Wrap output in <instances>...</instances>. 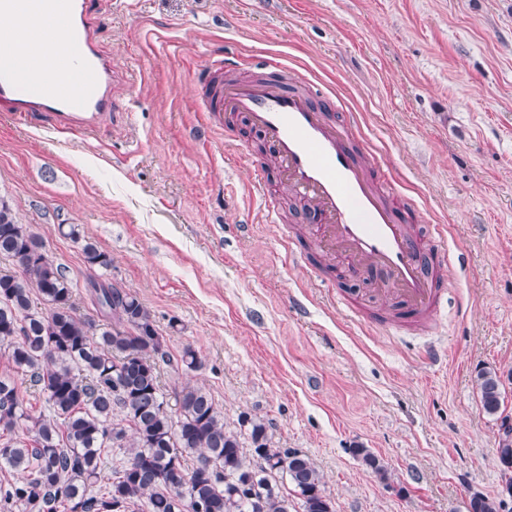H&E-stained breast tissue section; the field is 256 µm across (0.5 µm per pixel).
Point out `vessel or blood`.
Wrapping results in <instances>:
<instances>
[{
    "label": "vessel or blood",
    "mask_w": 512,
    "mask_h": 512,
    "mask_svg": "<svg viewBox=\"0 0 512 512\" xmlns=\"http://www.w3.org/2000/svg\"><path fill=\"white\" fill-rule=\"evenodd\" d=\"M91 0H0V15L15 19L13 53L0 57V112L17 119L38 116L57 129L92 135L113 105L121 73L94 37ZM37 5L43 22L62 29L53 43L19 18ZM207 127L220 130L225 114L243 116L268 148L269 163L252 168L251 184L266 198L268 170L308 204L323 250L342 256L351 273L373 272L381 295L430 324L441 312L442 268L461 261L448 249L447 227L433 224L421 239L409 221L413 205L395 184L374 176L373 153L354 147L350 123L332 121L331 98L317 105L290 85L280 64L255 79L230 74L223 59L210 61L198 83Z\"/></svg>",
    "instance_id": "b4317fda"
}]
</instances>
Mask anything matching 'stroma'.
Wrapping results in <instances>:
<instances>
[{"label":"stroma","instance_id":"stroma-1","mask_svg":"<svg viewBox=\"0 0 512 512\" xmlns=\"http://www.w3.org/2000/svg\"><path fill=\"white\" fill-rule=\"evenodd\" d=\"M97 4V40L125 75L113 119L84 139L0 112V200L68 267L79 313L95 312L89 241L112 257L95 274L151 310L169 354L189 346L204 362L162 367L163 392L205 387L230 427L263 418L320 470L336 512H466L472 494L500 495V423L474 377L503 373L512 417V0ZM218 56L245 79L278 61L319 84L331 118L355 116L360 146L415 201L416 226L447 225L465 261L443 270L448 309L432 328L382 324L392 302L321 255L275 179L283 221L265 223L248 184L264 143L239 117L227 134L204 127L197 78ZM289 236L306 267L289 263ZM433 341L446 366L425 359Z\"/></svg>","mask_w":512,"mask_h":512}]
</instances>
